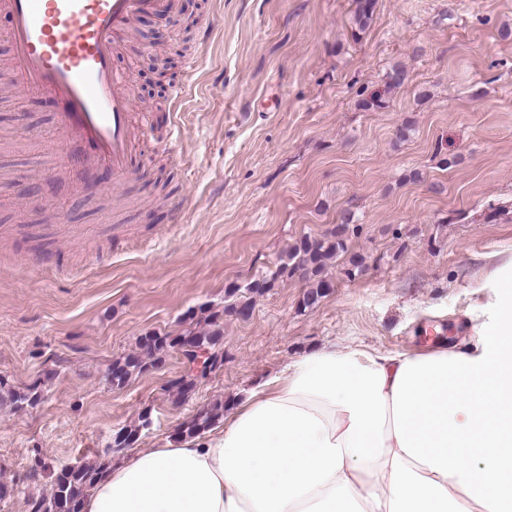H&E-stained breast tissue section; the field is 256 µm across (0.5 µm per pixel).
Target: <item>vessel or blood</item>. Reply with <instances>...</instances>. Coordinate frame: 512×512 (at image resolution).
Returning <instances> with one entry per match:
<instances>
[{"label": "vessel or blood", "mask_w": 512, "mask_h": 512, "mask_svg": "<svg viewBox=\"0 0 512 512\" xmlns=\"http://www.w3.org/2000/svg\"><path fill=\"white\" fill-rule=\"evenodd\" d=\"M170 5L171 0H0V11L10 19L5 36L13 47L11 65L22 87L54 98L59 134L89 146L68 162L73 178L103 169L117 185L135 176L132 103L113 56L138 15L162 14Z\"/></svg>", "instance_id": "vessel-or-blood-1"}]
</instances>
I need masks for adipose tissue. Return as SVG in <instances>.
<instances>
[{
  "instance_id": "1",
  "label": "adipose tissue",
  "mask_w": 512,
  "mask_h": 512,
  "mask_svg": "<svg viewBox=\"0 0 512 512\" xmlns=\"http://www.w3.org/2000/svg\"><path fill=\"white\" fill-rule=\"evenodd\" d=\"M495 336L306 353L222 423L111 466L83 512H512V317Z\"/></svg>"
}]
</instances>
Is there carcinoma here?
Returning <instances> with one entry per match:
<instances>
[{"label": "carcinoma", "mask_w": 512, "mask_h": 512, "mask_svg": "<svg viewBox=\"0 0 512 512\" xmlns=\"http://www.w3.org/2000/svg\"><path fill=\"white\" fill-rule=\"evenodd\" d=\"M376 0H355L351 20L352 37H358L371 24ZM407 79L405 68L393 65L385 74L384 91L377 92L362 100L359 106L364 110H381L388 106L389 94L400 88ZM354 223V214L345 210L340 214L338 227L330 235L322 238L304 237L290 247L277 270L269 276L257 278L244 286L231 284L226 292L238 296V300L224 307L223 311L201 308L204 317L197 321L184 334L148 333L138 339L140 352L118 357L112 361L107 373L109 382L121 387L132 378L143 374L151 367L164 363L168 353L177 350L183 342L197 349L215 354L223 351L224 315L229 314L240 320L250 317L253 298L271 291L276 283L286 277L301 276L307 281V289L298 302V308L306 311L316 307L330 291V281L326 276L329 264L342 254H348L347 233ZM41 393L33 385L22 391L6 388V380L0 377V401L8 402L15 409L33 407L39 403ZM224 417V402L216 401L197 413L178 431L180 437H190L201 433ZM146 416H141V424L120 429L117 447H132L139 439ZM112 464V453L107 452L92 462L77 465H63L50 470L51 493L32 503L33 512H50L59 506L63 512H82L85 498Z\"/></svg>", "instance_id": "obj_1"}]
</instances>
